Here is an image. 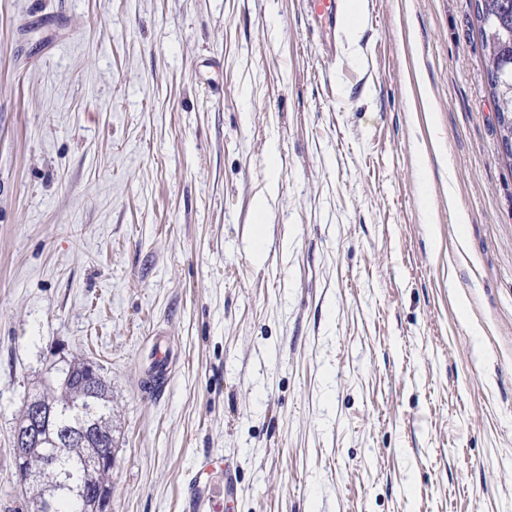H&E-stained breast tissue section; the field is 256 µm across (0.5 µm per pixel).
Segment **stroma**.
I'll use <instances>...</instances> for the list:
<instances>
[{"label": "stroma", "instance_id": "35a3bbf8", "mask_svg": "<svg viewBox=\"0 0 512 512\" xmlns=\"http://www.w3.org/2000/svg\"><path fill=\"white\" fill-rule=\"evenodd\" d=\"M356 6L327 61L303 0H0V512H30L13 432L76 357L110 512H512L474 4Z\"/></svg>", "mask_w": 512, "mask_h": 512}]
</instances>
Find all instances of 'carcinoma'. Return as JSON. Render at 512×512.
<instances>
[{
	"instance_id": "cac0c4a2",
	"label": "carcinoma",
	"mask_w": 512,
	"mask_h": 512,
	"mask_svg": "<svg viewBox=\"0 0 512 512\" xmlns=\"http://www.w3.org/2000/svg\"><path fill=\"white\" fill-rule=\"evenodd\" d=\"M485 9L475 14L485 61V73L495 75L488 82L494 101L501 141H512V93L506 83L512 82V0H481ZM92 364L72 361L62 376L50 380L36 391L43 403L59 416L49 428L41 431L38 448L51 449L56 462L28 483L35 512H44L47 499H60L67 504L54 512H98L96 499L78 503V484L89 458L98 452V444L81 437L87 424L101 439L112 443V400L104 379L88 383Z\"/></svg>"
}]
</instances>
